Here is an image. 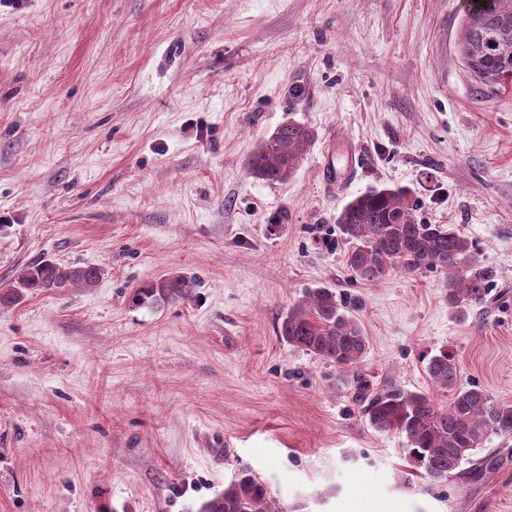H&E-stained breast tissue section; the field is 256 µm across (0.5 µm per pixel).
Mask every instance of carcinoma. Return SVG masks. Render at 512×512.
Masks as SVG:
<instances>
[{
	"instance_id": "obj_1",
	"label": "carcinoma",
	"mask_w": 512,
	"mask_h": 512,
	"mask_svg": "<svg viewBox=\"0 0 512 512\" xmlns=\"http://www.w3.org/2000/svg\"><path fill=\"white\" fill-rule=\"evenodd\" d=\"M459 56L476 84L490 89L512 86V0H468ZM314 135L306 125L290 122L263 142L252 156V173L266 181H285L295 172ZM416 204L404 187L371 189L350 200L336 218L350 243L346 265L354 280L371 283L400 269L442 271L447 275L448 305L465 315L464 306L484 300L493 271L476 263L473 242L453 224L416 219ZM98 267H62L49 261L31 263L0 287V307H12L33 292L92 288ZM190 296L182 277L162 278L138 288L132 304L162 305ZM279 336L288 345L352 372L362 413L372 428L405 436L407 455L431 483L452 477L462 463L494 434L512 438V404L494 401L486 389L458 384L456 357L443 348L427 360L432 383L451 393L448 405L436 406L429 395L409 391L390 379L375 388L356 372L368 348L360 325L346 313L336 291L313 288L283 317ZM198 512H283L266 485L241 471Z\"/></svg>"
}]
</instances>
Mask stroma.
<instances>
[{
	"label": "stroma",
	"instance_id": "1",
	"mask_svg": "<svg viewBox=\"0 0 512 512\" xmlns=\"http://www.w3.org/2000/svg\"><path fill=\"white\" fill-rule=\"evenodd\" d=\"M463 15L462 0H0V282L41 260L103 271L0 308V512H196L244 469L286 512H512V457L429 486L351 374L277 334L332 288L373 386L447 405L426 372L445 347L461 385L512 402V88H477ZM291 121L315 133L305 158L258 179L249 159ZM385 186L494 271L466 320L443 273L353 280L336 217ZM166 275L191 297L132 304Z\"/></svg>",
	"mask_w": 512,
	"mask_h": 512
}]
</instances>
